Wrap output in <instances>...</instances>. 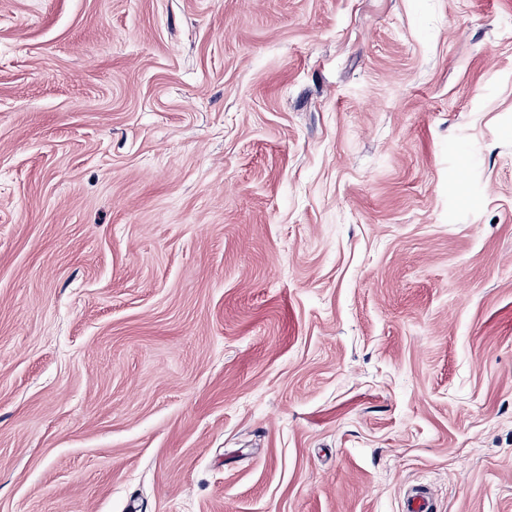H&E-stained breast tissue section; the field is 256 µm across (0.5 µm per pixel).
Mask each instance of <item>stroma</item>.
I'll return each instance as SVG.
<instances>
[{
    "label": "stroma",
    "mask_w": 512,
    "mask_h": 512,
    "mask_svg": "<svg viewBox=\"0 0 512 512\" xmlns=\"http://www.w3.org/2000/svg\"><path fill=\"white\" fill-rule=\"evenodd\" d=\"M512 0H0V512H512Z\"/></svg>",
    "instance_id": "stroma-1"
}]
</instances>
